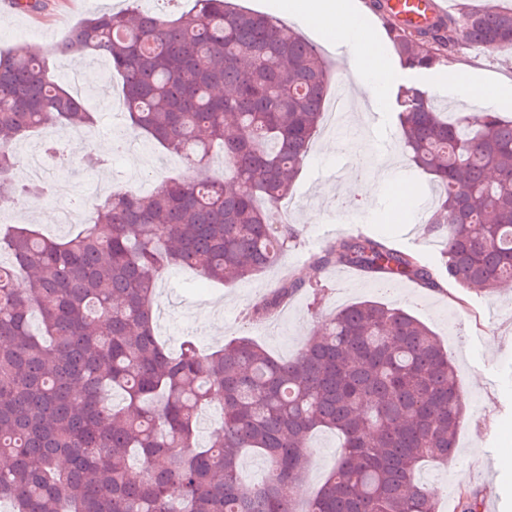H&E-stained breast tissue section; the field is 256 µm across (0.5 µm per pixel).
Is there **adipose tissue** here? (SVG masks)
I'll return each mask as SVG.
<instances>
[{
  "label": "adipose tissue",
  "mask_w": 512,
  "mask_h": 512,
  "mask_svg": "<svg viewBox=\"0 0 512 512\" xmlns=\"http://www.w3.org/2000/svg\"><path fill=\"white\" fill-rule=\"evenodd\" d=\"M290 8L301 14L327 40L344 39L372 102L380 103L388 85L389 65L379 50L375 27L356 24L350 16L344 24H337V0H291Z\"/></svg>",
  "instance_id": "obj_1"
}]
</instances>
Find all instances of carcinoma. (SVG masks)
I'll use <instances>...</instances> for the list:
<instances>
[{
  "label": "carcinoma",
  "mask_w": 512,
  "mask_h": 512,
  "mask_svg": "<svg viewBox=\"0 0 512 512\" xmlns=\"http://www.w3.org/2000/svg\"><path fill=\"white\" fill-rule=\"evenodd\" d=\"M405 70L439 71L464 42L512 49V9L439 13L411 28L384 10ZM90 53L122 83L134 135L200 170L214 148L229 182L186 174L143 194L115 190L66 239L0 228V503L10 512H437L420 463L453 462L466 413L448 350L422 321L376 300L327 317L290 359L247 337L212 353L176 351L155 331V290L170 267L235 283L276 265L296 239L274 221L324 118L332 75L317 48L234 0H194L165 17L135 7L81 19L51 46L0 50V199L38 197L14 178L15 144L48 125L90 129L83 100L50 72ZM410 161L440 189L427 223L441 263L384 237L329 243L318 269L356 267L382 285L448 282L494 294L512 282V119L448 117L429 91L394 101ZM304 288L289 279L252 303L263 321ZM222 402L205 445L198 413ZM336 431L340 454L297 504L288 486L311 462L310 437ZM253 450L266 478L242 480Z\"/></svg>",
  "instance_id": "cac0c4a2"
}]
</instances>
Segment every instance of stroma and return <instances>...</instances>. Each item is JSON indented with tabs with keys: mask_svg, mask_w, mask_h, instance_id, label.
<instances>
[{
	"mask_svg": "<svg viewBox=\"0 0 512 512\" xmlns=\"http://www.w3.org/2000/svg\"><path fill=\"white\" fill-rule=\"evenodd\" d=\"M126 6V0H45L44 10L36 15L0 10V49L27 43L31 30L37 33L33 39L36 44L51 45L89 13L117 12ZM380 49L393 63L394 77L376 109L379 122L373 127L357 116L349 123L353 136L371 143V164L337 171L336 153L324 146L331 134L320 131L288 198V212L299 235L287 255L267 272L232 285L208 284L186 268L164 271L158 280L157 334L170 349H178L190 338L206 352L246 336L272 355L288 358L307 342L320 322L348 304L376 299L406 309L447 345L460 374L461 393L469 405L458 434L457 463L430 460L421 466L437 490L438 512H461L460 492L464 489L478 493L487 504L495 498L512 502V284L491 296L448 283L428 291L408 281L395 283L382 293L376 282L361 273L348 280L343 268L320 271L310 261L321 243L336 238L340 221L351 225L354 234L390 238L418 252L429 264H439L442 257L441 237L416 221L419 213L433 208L437 194L429 190L427 176L408 161L398 141L393 104L399 86L396 74L401 67L395 64L388 43H381ZM456 59L493 83L512 82V49L488 53L464 45ZM50 67L65 86L81 83V95L95 112L97 123L79 136L69 129L59 132L68 163L50 171L48 194L13 202L9 224H31L47 235L64 237L75 227L58 223L57 208L73 196L82 193L87 197L85 209L79 212L84 223L99 202L100 184L146 193L162 179L186 174L178 158L132 136L119 79L77 54L52 61ZM118 138L127 141L129 147L113 153L109 168L89 170L82 166L84 151ZM398 180L412 182L414 203L396 205L392 184ZM290 274L305 281L307 290L273 319L246 322L247 305ZM312 445V463L298 483L302 498L322 484L339 453V439L329 431L314 434Z\"/></svg>",
	"mask_w": 512,
	"mask_h": 512,
	"instance_id": "1",
	"label": "stroma"
}]
</instances>
